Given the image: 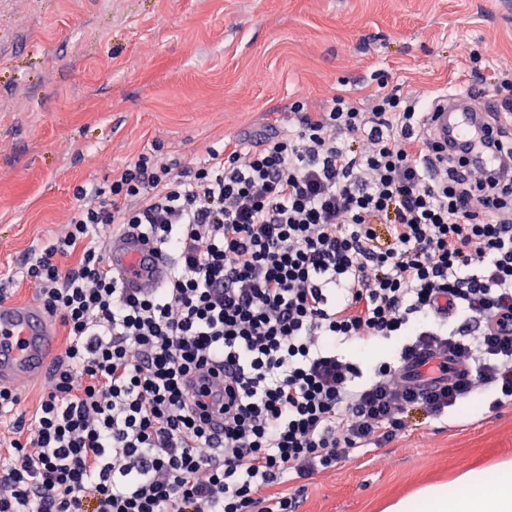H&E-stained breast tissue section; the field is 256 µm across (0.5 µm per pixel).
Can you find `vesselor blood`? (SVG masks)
<instances>
[{
	"mask_svg": "<svg viewBox=\"0 0 512 512\" xmlns=\"http://www.w3.org/2000/svg\"><path fill=\"white\" fill-rule=\"evenodd\" d=\"M453 102L443 96L437 110L429 112L427 126L440 143L469 144L475 131L472 117L456 111ZM107 253L126 287L157 288L169 277L171 258L138 235L114 236ZM57 355L55 319L41 304L0 300V386L17 388L45 376Z\"/></svg>",
	"mask_w": 512,
	"mask_h": 512,
	"instance_id": "b4317fda",
	"label": "vessel or blood"
}]
</instances>
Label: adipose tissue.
Segmentation results:
<instances>
[{
	"label": "adipose tissue",
	"instance_id": "1",
	"mask_svg": "<svg viewBox=\"0 0 512 512\" xmlns=\"http://www.w3.org/2000/svg\"><path fill=\"white\" fill-rule=\"evenodd\" d=\"M494 476L473 469L428 485L390 504L385 512H512V459L498 462Z\"/></svg>",
	"mask_w": 512,
	"mask_h": 512
}]
</instances>
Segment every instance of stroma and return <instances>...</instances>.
<instances>
[{"instance_id":"stroma-1","label":"stroma","mask_w":512,"mask_h":512,"mask_svg":"<svg viewBox=\"0 0 512 512\" xmlns=\"http://www.w3.org/2000/svg\"><path fill=\"white\" fill-rule=\"evenodd\" d=\"M512 70V0H0V279L65 231L76 190L142 154L184 164L290 107L364 102L380 76L422 97L491 101L461 46ZM482 391L447 417L412 410L380 447L284 493L298 512H383L419 488L512 459V405Z\"/></svg>"}]
</instances>
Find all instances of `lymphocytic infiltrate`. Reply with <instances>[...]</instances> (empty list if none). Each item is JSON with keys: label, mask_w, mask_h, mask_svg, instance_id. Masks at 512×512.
<instances>
[{"label": "lymphocytic infiltrate", "mask_w": 512, "mask_h": 512, "mask_svg": "<svg viewBox=\"0 0 512 512\" xmlns=\"http://www.w3.org/2000/svg\"><path fill=\"white\" fill-rule=\"evenodd\" d=\"M432 107L396 87L299 101L288 131L177 171L142 154L78 189L64 235L19 269L64 355L34 409L0 387V512H296L288 474L393 440L412 408L438 418L482 386L512 404V141L428 164ZM126 228L173 257L162 287L113 274L106 247ZM453 319L478 322L474 341ZM364 336L403 343L372 365L337 352ZM424 350L455 376L415 384L404 368ZM218 365L223 392L190 391ZM199 395L224 408L222 450Z\"/></svg>", "instance_id": "1"}]
</instances>
